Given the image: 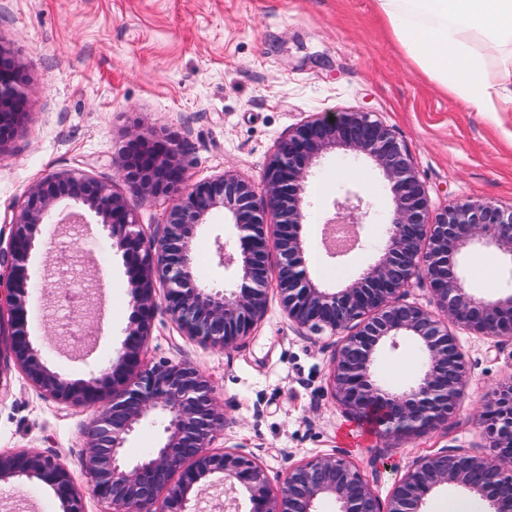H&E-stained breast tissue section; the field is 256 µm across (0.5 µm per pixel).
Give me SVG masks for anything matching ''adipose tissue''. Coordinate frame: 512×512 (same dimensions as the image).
Returning <instances> with one entry per match:
<instances>
[{
    "mask_svg": "<svg viewBox=\"0 0 512 512\" xmlns=\"http://www.w3.org/2000/svg\"><path fill=\"white\" fill-rule=\"evenodd\" d=\"M375 5L408 56L447 92L480 112H512V0Z\"/></svg>",
    "mask_w": 512,
    "mask_h": 512,
    "instance_id": "adipose-tissue-1",
    "label": "adipose tissue"
}]
</instances>
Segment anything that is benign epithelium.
<instances>
[{"label": "benign epithelium", "mask_w": 512, "mask_h": 512, "mask_svg": "<svg viewBox=\"0 0 512 512\" xmlns=\"http://www.w3.org/2000/svg\"><path fill=\"white\" fill-rule=\"evenodd\" d=\"M20 67L0 69V155L11 140L24 102ZM365 157L382 173L390 194L388 215L373 218L369 205L346 190L334 199L325 224L381 225L376 259L341 288H320L310 281L301 254V224L311 202L304 196L312 170L330 151ZM179 149L156 136L137 135L126 145L121 170L144 196L168 195L171 205L161 237L149 239L133 213L112 189L74 172L46 175L26 196L16 217L10 251L0 253V301L10 307L9 354L38 388L73 406L92 408L82 430L81 469L91 493L110 512H201L206 483L221 475L228 491L248 500L246 512H318L332 499L337 512H426L428 496L449 485L485 502L490 512H512V384L501 387L482 417L494 459L443 449L412 464L396 483L387 503L345 458L320 456L287 469L278 490L265 468L235 450L211 444L223 429L213 380L180 363H147L144 357L155 283L182 335L205 345L228 347L247 336L262 317L268 290L272 217L279 254L278 290L288 318L313 333L335 334L350 327L332 366L334 397L356 419L375 422L380 434L410 440L440 426L466 385L463 356L452 322L481 336L512 335V289L493 300L468 287L460 258L478 247L494 248L512 262V208L490 201L453 203L433 210L428 191L411 156L387 125L362 111L313 115L276 148L265 171V193L233 173L183 191ZM73 202L77 224L84 212L97 217L124 250L137 321L122 348L103 368V378L74 383L50 370L26 330L30 276L26 263L43 224L56 223L60 202ZM233 227L237 239L216 241L219 264L237 271L230 289L196 282L192 240L215 212ZM423 271L441 315L394 297ZM410 343L419 367L409 384L394 388L379 379L380 356ZM145 424L161 428L156 446L131 460L125 445ZM50 484L62 512H85L84 496L69 469L38 453H0V482L19 477Z\"/></svg>", "instance_id": "obj_1"}]
</instances>
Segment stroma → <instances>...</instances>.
<instances>
[{"instance_id":"obj_1","label":"stroma","mask_w":512,"mask_h":512,"mask_svg":"<svg viewBox=\"0 0 512 512\" xmlns=\"http://www.w3.org/2000/svg\"><path fill=\"white\" fill-rule=\"evenodd\" d=\"M0 48L21 62L29 86L25 119L0 159V251L28 191L46 174L74 171L108 184L147 236L160 235L170 199L143 196L120 176L122 151L137 132L161 133L182 147L187 186L231 171L264 193L263 174L277 146L309 116L371 113L408 148L434 210L490 200L512 206V112H479L426 75L388 32L374 0H0ZM351 187L389 211L382 178L366 162L344 164L328 153L306 194L330 205ZM217 214L193 242L202 284L234 280L218 264ZM28 269L36 291L27 331L48 366L71 380L100 373L117 351L133 310L123 250L96 222L75 231L44 229ZM302 236L315 282L348 281L371 259L329 261L320 215ZM465 273L477 294L512 287V265L493 249L468 253ZM68 279L77 307L101 329L68 351L78 327L56 290ZM467 384L447 422L408 441L381 436L348 415L329 382L340 335L314 334L293 323L276 288L262 318L229 348L181 335L157 304L144 346L147 362L187 363L211 377L224 408L214 450L237 448L262 464L271 486L289 465L341 455L381 500L425 455L459 448L479 457L494 450L480 414L500 385L512 382V337L490 339L456 329ZM90 409L55 400L34 387L12 359H0V452L58 458L80 489L89 485L78 460ZM86 512H109L87 494ZM0 512H61L45 482L25 477L0 484Z\"/></svg>"}]
</instances>
